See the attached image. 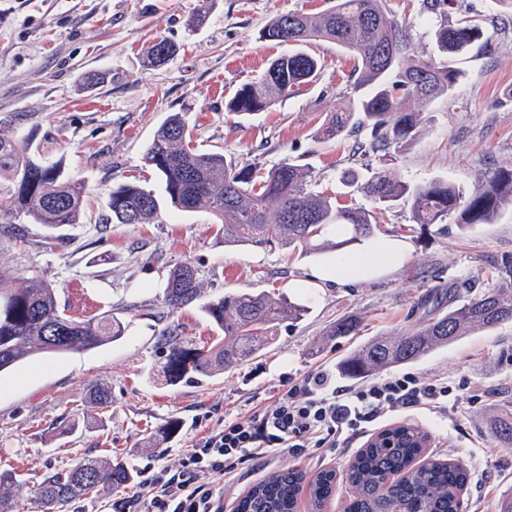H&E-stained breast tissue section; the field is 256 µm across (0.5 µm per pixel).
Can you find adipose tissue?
Segmentation results:
<instances>
[{"mask_svg": "<svg viewBox=\"0 0 512 512\" xmlns=\"http://www.w3.org/2000/svg\"><path fill=\"white\" fill-rule=\"evenodd\" d=\"M407 254L403 241L376 236L357 243L353 251L321 260L310 272V283L340 285L378 278L401 264Z\"/></svg>", "mask_w": 512, "mask_h": 512, "instance_id": "1", "label": "adipose tissue"}]
</instances>
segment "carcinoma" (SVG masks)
<instances>
[{"label": "carcinoma", "instance_id": "obj_1", "mask_svg": "<svg viewBox=\"0 0 512 512\" xmlns=\"http://www.w3.org/2000/svg\"><path fill=\"white\" fill-rule=\"evenodd\" d=\"M420 11L434 14L440 24L434 31L438 53L459 55L482 39L483 29L470 21L448 16V0H421ZM411 27L398 20L388 0H328L317 15L290 12L274 19L260 37L281 44L299 45L325 40L353 53L357 61L354 88L363 95L353 112H337L323 137L333 138L356 124L370 130L365 147L386 155L403 151L421 132L423 110L438 100L453 103L458 72L446 64L416 58ZM174 44L161 40L149 51V61L160 54L170 58ZM320 70L317 58L293 51L274 59L259 81L237 90L225 105L235 115H248L294 94L312 82ZM189 125L183 112L170 114L158 128L147 149L145 163L163 180L164 197L136 183L113 188L109 194L105 233L109 224H148L159 217L162 201L184 213L204 212L213 218L216 235L226 244L280 245L309 252L326 248L339 251L370 235L375 212L405 200L416 224H443L454 213L460 227L489 224L506 204H512V168H498L470 193L445 180L421 184L398 181L375 171L357 186L369 206L343 207L331 197L308 189L312 173L291 159L267 171L239 168L218 152L186 147ZM85 185L63 175L62 166L45 162L40 155L20 147L0 132V221L11 225L0 230V247L23 254L27 238L14 225L24 216L48 230L80 223ZM342 231L344 239L323 241L329 228ZM497 287L459 306L444 308L443 300L427 296L433 304L420 327L403 336H378L353 351L342 363L344 374L363 379L378 370L412 363L438 348L477 330L512 321V263ZM203 282L197 266L185 261L173 267L163 291V302L172 311L196 302L220 331L207 346H197L168 326L159 335L166 349L164 374L172 383L211 377L244 362L275 343L274 330L299 320L305 307L266 292L226 294L202 301ZM127 325L104 312L89 319L74 318L61 306L52 281L22 263L0 264V372L27 357L46 353H74L120 339ZM362 319L348 316L330 325L326 335L357 336ZM87 403L97 414L112 408V392L91 387ZM179 428L172 420L147 438L151 448L161 447ZM496 438L512 444V411L491 425ZM428 434L404 423L384 430L356 456L342 474L351 489L344 512H465L463 490L467 470L459 460L428 459L418 465L427 448ZM137 473L121 456L107 449L98 460H83L67 469L49 472L39 483L35 502L41 512H63L65 507L101 492L125 490ZM337 474L322 470L307 477L286 469L249 489L236 512H298L302 485L310 494V512H326L336 491ZM17 475L0 471V512H20Z\"/></svg>", "mask_w": 512, "mask_h": 512}]
</instances>
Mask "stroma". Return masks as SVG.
Wrapping results in <instances>:
<instances>
[{"label":"stroma","instance_id":"obj_1","mask_svg":"<svg viewBox=\"0 0 512 512\" xmlns=\"http://www.w3.org/2000/svg\"><path fill=\"white\" fill-rule=\"evenodd\" d=\"M326 6L327 0H0V129L31 139L46 160L61 161L66 174L87 188L82 219L63 228L60 249L45 251L44 227L19 219L29 240L26 259L54 282L72 315L110 311L128 326L109 345L46 354L0 373V470L18 475L21 512H36L29 498L46 472L100 457L104 449L124 450L131 466L142 467L152 456L145 438L173 417L182 429L161 453L169 467H178L184 449L219 419H249L273 404L288 381L320 368L335 373L338 361L364 340L411 331L424 316L419 302L426 294L457 288L476 295L498 285L502 263L512 260L511 207L493 223L464 231L453 216L444 224L413 223L409 204L398 202L381 211L377 227L379 235L407 244L405 260L377 279L330 288L299 285L316 254L225 245L202 212L167 208L155 223L114 224L99 237L96 226L112 188L136 182L160 192L144 155L174 112L188 118L191 148L264 171L292 159L312 170L314 191L345 206L365 202L362 195H344L340 181L347 174L383 169L402 182L443 178L469 192L495 168L512 165V35L494 25L504 13L498 0H457V14L484 26L491 47L449 58L459 73L454 102L425 110L420 135L400 157L352 153L354 140L369 139L366 129L355 137L322 138L332 114L357 101L353 54L326 41L303 47L321 61L315 82L264 111L226 112V100L286 51L262 39V29L277 16ZM389 6L411 22L416 56L436 57L435 22L420 16L417 0H389ZM195 15L199 23L190 24ZM162 39L177 53L164 65L148 66V48ZM89 72L104 74V82L84 88ZM187 260L201 270L205 299L266 291L307 312L281 324L264 355L199 384L167 382L160 331L175 323L198 342L214 334L199 305L172 313L161 302L170 269ZM352 314L363 320L360 335L326 336L331 323ZM406 369L465 383L469 395H479L476 403L460 398L444 415L405 411L394 421L423 428L430 453L465 464L469 512H495L512 492V445L490 429L491 416L512 409V322L478 331ZM95 385L112 391V413L103 419L79 412ZM64 419L76 423L73 435L62 434ZM366 443L362 437L324 448L312 460L248 462L225 486L224 510L232 512L251 486L281 470H343Z\"/></svg>","mask_w":512,"mask_h":512}]
</instances>
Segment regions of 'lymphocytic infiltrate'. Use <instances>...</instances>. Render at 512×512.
Returning a JSON list of instances; mask_svg holds the SVG:
<instances>
[{"mask_svg":"<svg viewBox=\"0 0 512 512\" xmlns=\"http://www.w3.org/2000/svg\"><path fill=\"white\" fill-rule=\"evenodd\" d=\"M455 386L411 372L339 387L321 369L289 382L274 403L249 420H221L185 449L177 468L162 459L140 471L123 512H223L224 485L238 467L263 458L333 448L407 410L447 409Z\"/></svg>","mask_w":512,"mask_h":512,"instance_id":"obj_1","label":"lymphocytic infiltrate"}]
</instances>
